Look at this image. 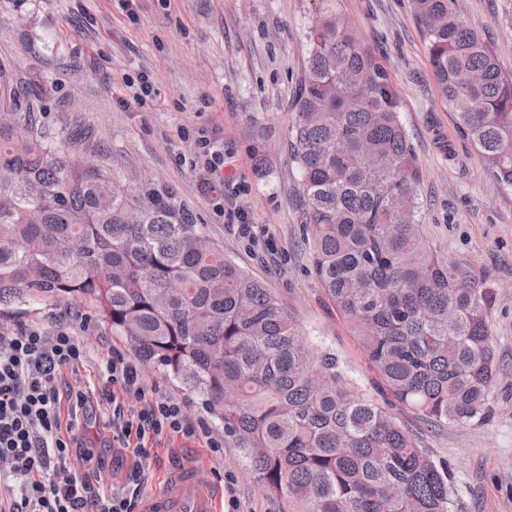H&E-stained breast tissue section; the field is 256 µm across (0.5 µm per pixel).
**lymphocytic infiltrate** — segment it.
Returning a JSON list of instances; mask_svg holds the SVG:
<instances>
[{
  "label": "lymphocytic infiltrate",
  "instance_id": "lymphocytic-infiltrate-1",
  "mask_svg": "<svg viewBox=\"0 0 512 512\" xmlns=\"http://www.w3.org/2000/svg\"><path fill=\"white\" fill-rule=\"evenodd\" d=\"M75 336L21 326L0 336V512H140L143 463L162 437L197 435L182 402L149 387L139 365L121 350L105 362L101 395L112 407V442L132 450L136 461L122 495L97 490L71 463L69 432L89 395L60 393L66 369L82 363Z\"/></svg>",
  "mask_w": 512,
  "mask_h": 512
}]
</instances>
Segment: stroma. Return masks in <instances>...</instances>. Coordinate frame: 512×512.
<instances>
[{
    "label": "stroma",
    "mask_w": 512,
    "mask_h": 512,
    "mask_svg": "<svg viewBox=\"0 0 512 512\" xmlns=\"http://www.w3.org/2000/svg\"><path fill=\"white\" fill-rule=\"evenodd\" d=\"M461 21L492 45L512 72V0H457ZM324 14L345 19L380 66L424 178L422 224L435 251L471 263L496 293L490 315L498 382L479 425L434 428L398 402L391 413L451 471L454 512H512V191L497 188L441 98L412 0H0V60L23 85L43 93L46 118L63 129L82 124L110 157L144 181L172 186L225 255L263 280L305 331L333 353L359 389L383 396L350 328L317 280L303 235L300 176L292 159V100L302 75L307 28ZM148 80L132 98L129 84ZM224 152L223 182L207 185L199 137ZM0 318L76 336L85 359L62 389H83L92 408L75 444L97 441L112 419L99 395L101 368L126 337L87 321L79 304ZM146 383L184 405L189 421L224 427L197 397L142 363ZM130 450L104 449L81 472L95 486L121 491ZM206 468L238 512H281L243 465L240 451L215 457L197 438L163 439L149 460L142 498L183 467Z\"/></svg>",
    "instance_id": "stroma-1"
}]
</instances>
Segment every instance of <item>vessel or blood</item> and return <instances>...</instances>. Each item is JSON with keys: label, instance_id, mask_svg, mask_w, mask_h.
Wrapping results in <instances>:
<instances>
[{"label": "vessel or blood", "instance_id": "b4317fda", "mask_svg": "<svg viewBox=\"0 0 512 512\" xmlns=\"http://www.w3.org/2000/svg\"><path fill=\"white\" fill-rule=\"evenodd\" d=\"M221 493L203 472L183 469L147 503V512H220Z\"/></svg>", "mask_w": 512, "mask_h": 512}]
</instances>
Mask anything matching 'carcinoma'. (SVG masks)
<instances>
[{
	"mask_svg": "<svg viewBox=\"0 0 512 512\" xmlns=\"http://www.w3.org/2000/svg\"><path fill=\"white\" fill-rule=\"evenodd\" d=\"M440 96L512 189V73L456 0H413ZM291 150L313 271L397 402L480 424L497 375L495 291L435 254L423 173L384 75L341 18L309 30ZM0 317L78 302L197 394L282 512H453L448 463L353 386L288 305L166 184L136 189L87 129L49 122L0 61Z\"/></svg>",
	"mask_w": 512,
	"mask_h": 512,
	"instance_id": "1",
	"label": "carcinoma"
}]
</instances>
